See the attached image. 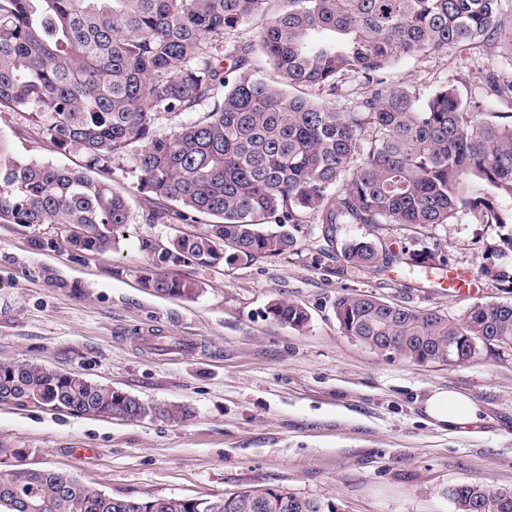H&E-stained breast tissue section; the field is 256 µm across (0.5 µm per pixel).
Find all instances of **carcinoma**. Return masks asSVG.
I'll return each instance as SVG.
<instances>
[{
	"label": "carcinoma",
	"instance_id": "carcinoma-1",
	"mask_svg": "<svg viewBox=\"0 0 512 512\" xmlns=\"http://www.w3.org/2000/svg\"><path fill=\"white\" fill-rule=\"evenodd\" d=\"M270 0H0V112H20L57 148L83 154L79 169L20 162L0 142V224L59 225L74 252L100 251L136 218L126 197L93 176L119 168L154 205L144 224L212 222L153 254L145 287L193 300L198 280L174 267L244 265L296 250L301 232L342 270L406 265L439 269L417 248L375 235L338 244L342 224L404 230L450 224L459 214L500 232L488 249L499 263L485 275L512 288V120L485 111V100L512 96V80L485 74V99L466 101L441 84L425 98L387 83L388 69L418 54L481 46L504 32L502 0H282L255 43L241 27ZM261 51L288 87L269 85L252 65ZM347 78L370 87L360 110L340 112L290 92L304 85L331 96ZM204 112L156 131L162 117ZM342 331L366 347L394 336L397 354L418 363L469 331L480 346L512 347V302L473 316L438 311L397 314L336 296ZM267 314L295 330L309 318L294 302L272 301ZM0 402L112 419L181 423L186 406L139 403L133 395L85 377L28 362H0ZM0 512H321L320 502L277 486L213 498L107 496L76 476L23 463L24 451L0 440ZM459 512H512V490L461 481L448 489Z\"/></svg>",
	"mask_w": 512,
	"mask_h": 512
}]
</instances>
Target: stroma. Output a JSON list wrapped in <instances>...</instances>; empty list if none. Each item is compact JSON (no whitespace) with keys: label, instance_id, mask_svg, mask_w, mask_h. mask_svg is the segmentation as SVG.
<instances>
[{"label":"stroma","instance_id":"stroma-1","mask_svg":"<svg viewBox=\"0 0 512 512\" xmlns=\"http://www.w3.org/2000/svg\"><path fill=\"white\" fill-rule=\"evenodd\" d=\"M489 69L512 76L502 41L402 59L388 81L420 97L448 83L470 98ZM0 141L26 161L83 163L15 112H0ZM196 230L140 222L114 247L78 254L35 249L33 238L56 236L54 225L0 224V362L62 369L190 411L174 424L0 402V439L27 449L29 466L71 473L113 497L279 486L337 512H458L448 495L458 482L512 489V350H485L465 365L411 363L346 336L333 311L346 290L451 318L477 303L512 302V290L483 274L496 227L462 218L424 229L443 264L427 277L400 266L346 273L303 239L295 253L254 264L180 267L203 284L193 300L144 288L151 255L142 240ZM453 271L469 277L458 292L448 289ZM275 299L302 305L306 329L269 318ZM439 389L469 397L479 422L431 424L423 402ZM81 448L93 456L79 457Z\"/></svg>","mask_w":512,"mask_h":512}]
</instances>
